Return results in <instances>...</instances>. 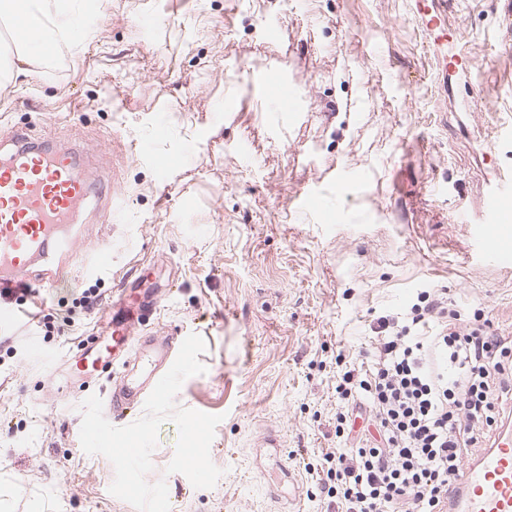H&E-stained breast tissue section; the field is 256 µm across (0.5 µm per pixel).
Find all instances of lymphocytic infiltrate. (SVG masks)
I'll list each match as a JSON object with an SVG mask.
<instances>
[{"mask_svg":"<svg viewBox=\"0 0 512 512\" xmlns=\"http://www.w3.org/2000/svg\"><path fill=\"white\" fill-rule=\"evenodd\" d=\"M418 298L408 314L375 319L370 365L336 385L376 428L322 455L339 512H448L464 456L490 440L512 401V336L438 295Z\"/></svg>","mask_w":512,"mask_h":512,"instance_id":"1","label":"lymphocytic infiltrate"}]
</instances>
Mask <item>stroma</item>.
<instances>
[{
	"label": "stroma",
	"mask_w": 512,
	"mask_h": 512,
	"mask_svg": "<svg viewBox=\"0 0 512 512\" xmlns=\"http://www.w3.org/2000/svg\"><path fill=\"white\" fill-rule=\"evenodd\" d=\"M445 8L439 32L416 0H94L56 67L20 72L7 29L0 136L93 149L85 173L117 216L92 202L56 288L0 330V512H136L79 439L86 395L107 398L123 370L82 392L64 367L131 284L167 292L143 333L206 343L177 406L222 417L210 489L167 473L178 430L161 424L147 480L166 481L171 512H326L315 467L346 445L336 382L367 359L373 319L420 291L512 332V267L486 259L479 230L486 184L512 168V0ZM94 285L96 316L45 333Z\"/></svg>",
	"instance_id": "obj_1"
}]
</instances>
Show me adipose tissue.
Here are the masks:
<instances>
[{"instance_id":"1","label":"adipose tissue","mask_w":512,"mask_h":512,"mask_svg":"<svg viewBox=\"0 0 512 512\" xmlns=\"http://www.w3.org/2000/svg\"><path fill=\"white\" fill-rule=\"evenodd\" d=\"M8 11L10 17L20 18L29 16L33 19L35 32L25 43V48L18 55L17 61L22 65H31L43 57L44 48L51 36L65 35L75 28L79 17L78 10L69 0H54L51 6H40L38 13H31L26 0H0V11Z\"/></svg>"}]
</instances>
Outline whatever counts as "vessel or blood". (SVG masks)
<instances>
[{"label":"vessel or blood","instance_id":"1","mask_svg":"<svg viewBox=\"0 0 512 512\" xmlns=\"http://www.w3.org/2000/svg\"><path fill=\"white\" fill-rule=\"evenodd\" d=\"M86 158L73 148L48 149L14 132L0 141V327L17 315L3 291L54 280L77 253V220L90 198H104L101 181L78 175ZM483 239L489 261L512 265V169L499 173L483 205ZM129 302L112 308V331L95 337L67 360L68 369L92 382L122 364L128 377L113 385L109 409L123 416L149 396L157 379L146 366L175 359L181 339L140 336L135 329L156 310L157 294L129 289ZM449 512H512V419H504L487 448L464 459L451 487Z\"/></svg>","mask_w":512,"mask_h":512}]
</instances>
